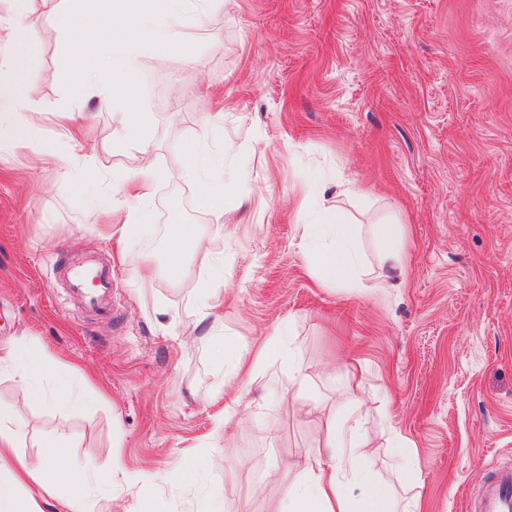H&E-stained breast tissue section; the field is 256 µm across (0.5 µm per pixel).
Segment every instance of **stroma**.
<instances>
[{
  "instance_id": "stroma-1",
  "label": "stroma",
  "mask_w": 512,
  "mask_h": 512,
  "mask_svg": "<svg viewBox=\"0 0 512 512\" xmlns=\"http://www.w3.org/2000/svg\"><path fill=\"white\" fill-rule=\"evenodd\" d=\"M32 40L18 69L0 41V81L36 84L22 119L37 132L0 147V349L41 344L50 374L71 375L91 404L30 403L5 365L0 400L27 425L20 458L58 439L70 463L104 469L116 456L124 468L43 512H278L267 474L297 480L356 383L378 476L420 512H471L492 467L512 465V0H218L165 65L144 53L137 105L159 165L178 166L212 117L222 130L203 147L241 164L220 212L199 205L194 181L158 184L152 236L127 244L158 271L144 286L116 265L101 208L136 159L113 150L96 89L77 93L78 50L52 16ZM64 111L83 115L77 142L59 134ZM84 144L98 148L95 185L60 176ZM174 197L224 261L212 322L197 319L202 257L187 252L179 282L163 271ZM336 208L362 227L357 288L322 284L301 242L302 224ZM389 222L404 228L405 260L382 293L377 227ZM97 257L115 277L105 317L58 275ZM216 324L241 346L289 326L309 391L270 404L269 388L288 389L271 362L240 420L217 429L233 362L209 347ZM397 435L416 453L410 485L389 447Z\"/></svg>"
}]
</instances>
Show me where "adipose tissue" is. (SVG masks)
Returning <instances> with one entry per match:
<instances>
[{
	"label": "adipose tissue",
	"instance_id": "obj_1",
	"mask_svg": "<svg viewBox=\"0 0 512 512\" xmlns=\"http://www.w3.org/2000/svg\"><path fill=\"white\" fill-rule=\"evenodd\" d=\"M72 0H18L9 19L14 54L26 57L35 50L29 38L37 26L39 7H46L80 48L81 66L90 68L92 84L104 85L99 106L111 109L116 127L113 146L132 151L136 164L112 186V212L122 215L112 232L126 239L147 231L144 203L154 187L163 181L195 180L198 200L208 209L223 206L219 185L206 179L209 158L195 144H187L179 166L164 168L156 162L152 140L144 133L146 115L134 111L135 92L132 76L141 54L154 45L180 43L182 32L200 26L204 14L197 0H91L94 18H77ZM29 88L19 82L0 83V144H17L34 136V129L22 125L18 113L26 103ZM358 231L342 211L324 213L319 222L303 227L302 240L322 283L339 288L355 287L354 274L361 264L356 249ZM209 256L207 240L195 225L173 219L168 224L165 242V272L171 281H179L186 249ZM216 356L231 353L235 362L248 363L250 369L277 358L288 370L290 387L302 388L307 376L290 342L287 327H279L253 349L231 344L223 333L210 336ZM0 361L8 363L21 395L29 400L56 406H81L82 397L74 390L68 375L56 377L52 387H45L47 355L32 342H19ZM361 399L343 395L340 407L332 413L323 436L303 456L302 481L281 489L283 512H419L416 501L399 503L393 489L382 483L375 472V458L356 409ZM64 453L56 441L44 444L38 465H22L0 474V512H42L40 500L60 493L80 495L88 479L109 482L113 472L122 468L113 459L109 470L89 465L66 468Z\"/></svg>",
	"mask_w": 512,
	"mask_h": 512
}]
</instances>
